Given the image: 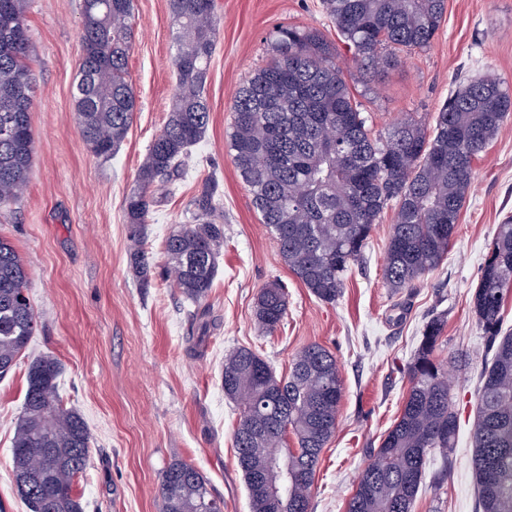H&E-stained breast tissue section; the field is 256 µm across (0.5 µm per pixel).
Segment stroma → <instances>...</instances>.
Masks as SVG:
<instances>
[{
    "instance_id": "35a3bbf8",
    "label": "stroma",
    "mask_w": 512,
    "mask_h": 512,
    "mask_svg": "<svg viewBox=\"0 0 512 512\" xmlns=\"http://www.w3.org/2000/svg\"><path fill=\"white\" fill-rule=\"evenodd\" d=\"M216 3L218 34L204 89L209 126L174 191L156 192L145 229L154 266L144 288L130 266L123 202L176 90L169 2L135 0L128 71L138 107L126 140L103 160L84 143L74 105L81 0H28L35 150L18 202L0 211V235L28 267V296L41 327L0 379V512H28L12 477L11 441L33 357L58 359L60 396L91 433L87 466L74 483L84 512H160L161 476L174 459L207 477L224 512H250L233 444L239 411L221 386L224 356L252 348L281 376L314 343L335 356L344 392L310 512H347L360 472L401 413L408 367L425 324L435 318L444 324L435 356L452 378L458 435L450 456H429L413 512H480L472 433L479 373L493 352L472 295L499 224L512 217V118L474 163L444 263L414 287L392 292L383 265L395 212L385 210L333 304L312 295L281 259L232 163L226 135L233 97L270 62V38L280 27L314 28L335 44L345 80L377 133L408 117L433 124L454 86L478 72L495 73L512 89V0H447L431 46L375 77L354 61L320 0ZM207 182L223 201L224 245L212 291L195 304L165 277L162 251ZM276 281L288 287L287 315L265 334L254 306L260 290Z\"/></svg>"
}]
</instances>
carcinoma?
<instances>
[{
	"mask_svg": "<svg viewBox=\"0 0 512 512\" xmlns=\"http://www.w3.org/2000/svg\"><path fill=\"white\" fill-rule=\"evenodd\" d=\"M353 59L384 71L430 46L447 0H321ZM177 88L134 188L124 199L130 261L143 283L153 261L146 248L154 192L179 174L204 136L210 109L204 95L215 50L216 0H170ZM134 0H83V57L74 104L83 140L109 158L126 140L137 101L128 75ZM273 57L238 88L228 148L263 223L290 271L319 300L333 304L385 209L395 210L383 268L398 292L435 271L448 255L472 187L475 159L512 115V93L497 75L460 82L432 129L413 119L374 135L335 63L336 48L316 29L281 27ZM26 0H0V210L26 185L34 135L29 121L35 83ZM220 199L205 189L191 221L164 244L165 272L189 301L207 300L218 272L224 225ZM24 260L0 236V378L38 331ZM512 289V219L498 225L472 297L492 362L480 373L472 467L482 512H512V333L501 309ZM286 288L261 289L254 319L272 333L287 313ZM443 324L424 330L408 372L402 411L361 471L348 512H412L427 457L455 447L458 430L448 370L435 359ZM60 363L45 354L28 366L22 414L12 443L14 482L29 512H84L74 481L86 467L90 434L80 413L59 395ZM224 394L240 409L237 464L251 512H309L320 456L336 432L343 395L336 358L318 344L294 356L285 377L250 348L224 358ZM296 447H288V436ZM299 472L288 497L273 507L263 478L275 463ZM161 512H224L208 480L174 460L162 473Z\"/></svg>",
	"mask_w": 512,
	"mask_h": 512,
	"instance_id": "cac0c4a2",
	"label": "carcinoma"
}]
</instances>
